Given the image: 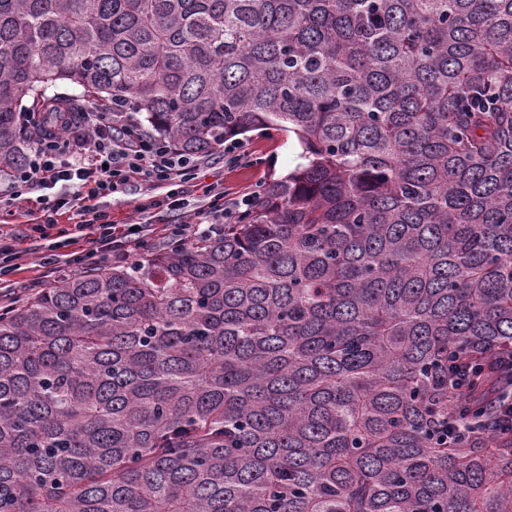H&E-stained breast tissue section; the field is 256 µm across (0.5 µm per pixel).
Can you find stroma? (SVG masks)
<instances>
[{"mask_svg":"<svg viewBox=\"0 0 512 512\" xmlns=\"http://www.w3.org/2000/svg\"><path fill=\"white\" fill-rule=\"evenodd\" d=\"M237 141L239 147L235 153L226 154L218 150L201 157L202 169L198 180H190L180 186L181 209L168 206L165 189L153 187L144 177L131 179L124 191L99 198L98 205L116 224L146 221L171 228L182 223L186 213L205 207L201 184L221 183L229 196L236 197L271 180L287 176L299 161L300 147L295 137L280 132L255 131L238 136ZM75 191L72 184L61 182L48 189L23 194L20 198L12 199L11 204L0 207V229L13 234L21 253L20 270L0 278V307L6 301L24 298L28 293L52 287L62 279L81 272V264L62 262L55 265L49 277L38 279L37 267L47 249L37 246L32 240L30 226L26 222L27 213H38L53 207L60 199L72 197ZM152 197L157 198V205L146 212H139V204L147 203Z\"/></svg>","mask_w":512,"mask_h":512,"instance_id":"1","label":"stroma"}]
</instances>
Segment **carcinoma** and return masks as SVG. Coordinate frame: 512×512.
I'll list each match as a JSON object with an SVG mask.
<instances>
[{
    "instance_id": "1",
    "label": "carcinoma",
    "mask_w": 512,
    "mask_h": 512,
    "mask_svg": "<svg viewBox=\"0 0 512 512\" xmlns=\"http://www.w3.org/2000/svg\"><path fill=\"white\" fill-rule=\"evenodd\" d=\"M87 98L302 162L0 309V512H512V0H0V172Z\"/></svg>"
}]
</instances>
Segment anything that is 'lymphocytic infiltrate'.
<instances>
[{
  "label": "lymphocytic infiltrate",
  "mask_w": 512,
  "mask_h": 512,
  "mask_svg": "<svg viewBox=\"0 0 512 512\" xmlns=\"http://www.w3.org/2000/svg\"><path fill=\"white\" fill-rule=\"evenodd\" d=\"M83 117L85 129L80 137L71 138L66 126L46 131L26 162L8 172L6 179L17 197L26 190L79 181L81 192L65 203L68 220L75 222L86 242L82 253L73 254V261L94 257L105 248L125 260L154 233L155 227L112 223L100 210L98 197L118 192L136 176L157 183L191 179L200 165L193 157L144 132L132 112L116 116L111 108L92 104ZM203 194L209 199L207 209L189 215L176 230L179 237L194 240L212 234L250 202L246 195L226 198L223 187L215 183L204 185Z\"/></svg>",
  "instance_id": "1"
}]
</instances>
